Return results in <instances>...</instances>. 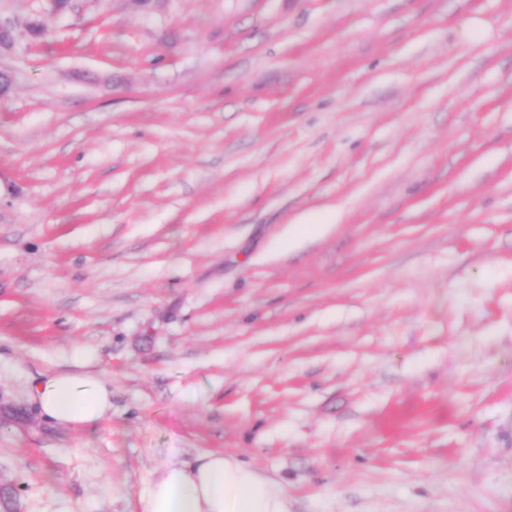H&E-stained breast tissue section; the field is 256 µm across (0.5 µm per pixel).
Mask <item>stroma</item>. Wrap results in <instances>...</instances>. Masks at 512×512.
<instances>
[{
  "mask_svg": "<svg viewBox=\"0 0 512 512\" xmlns=\"http://www.w3.org/2000/svg\"><path fill=\"white\" fill-rule=\"evenodd\" d=\"M0 487L512 512V0H0ZM325 224L303 238L302 224ZM86 371L112 414L47 421ZM31 395L46 419L59 424L92 427L112 409V390L91 376L55 372L34 381ZM140 512H289L284 486L222 453L151 471Z\"/></svg>",
  "mask_w": 512,
  "mask_h": 512,
  "instance_id": "stroma-1",
  "label": "stroma"
}]
</instances>
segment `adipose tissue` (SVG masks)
Listing matches in <instances>:
<instances>
[{"mask_svg":"<svg viewBox=\"0 0 512 512\" xmlns=\"http://www.w3.org/2000/svg\"><path fill=\"white\" fill-rule=\"evenodd\" d=\"M31 395L46 419L91 427L112 409L103 380L56 372L34 381ZM141 512H288L284 486L221 453L170 462L151 471Z\"/></svg>","mask_w":512,"mask_h":512,"instance_id":"ef3b65f1","label":"adipose tissue"}]
</instances>
